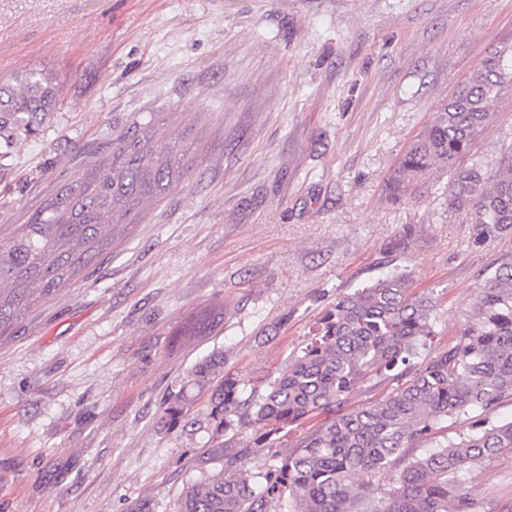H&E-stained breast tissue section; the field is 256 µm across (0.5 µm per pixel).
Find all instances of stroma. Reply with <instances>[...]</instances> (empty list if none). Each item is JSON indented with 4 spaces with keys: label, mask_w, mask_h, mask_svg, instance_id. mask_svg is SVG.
<instances>
[{
    "label": "stroma",
    "mask_w": 512,
    "mask_h": 512,
    "mask_svg": "<svg viewBox=\"0 0 512 512\" xmlns=\"http://www.w3.org/2000/svg\"><path fill=\"white\" fill-rule=\"evenodd\" d=\"M512 0H0V81L47 69L56 112L0 158V225L20 224L115 134L161 120L192 144L187 178L127 242L0 340V512H174L208 428L164 433L193 365L223 352L277 376L337 297L395 270L433 291L454 343L512 233L481 243L430 171L384 186L412 138L486 51ZM460 163L512 145V91ZM223 304L206 344L175 329ZM478 512H512V454L467 468Z\"/></svg>",
    "instance_id": "35a3bbf8"
}]
</instances>
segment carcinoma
I'll use <instances>...</instances> for the list:
<instances>
[{"instance_id":"1","label":"carcinoma","mask_w":512,"mask_h":512,"mask_svg":"<svg viewBox=\"0 0 512 512\" xmlns=\"http://www.w3.org/2000/svg\"><path fill=\"white\" fill-rule=\"evenodd\" d=\"M59 82L45 69L0 83V142L10 148L31 136L59 101ZM512 88V42L491 48L468 82L443 103L390 177L394 202L436 168L450 173V209L469 215L478 240L512 232V147L492 166L459 167L476 135L492 118V103ZM188 149L148 123L100 153L91 171L71 178L0 239V338L37 305L77 280L140 223L146 210L184 179ZM470 321L456 341L417 361L435 330L436 302L411 275L397 271L336 298L315 322L288 367L256 386L224 371V353L202 358L195 381L208 393L211 428L201 467L214 470L187 484L175 512H475L460 473L512 453V419L487 414L512 399V260L491 271L469 303ZM224 308L211 306L173 333L186 349L211 336ZM385 383L377 401L343 409L360 384ZM472 415L471 429L434 438L437 426ZM308 435L255 481L238 467L242 433L251 448H279L292 430L315 419ZM199 424L177 394L164 401L158 429L170 433ZM393 473L385 487L372 477Z\"/></svg>"}]
</instances>
